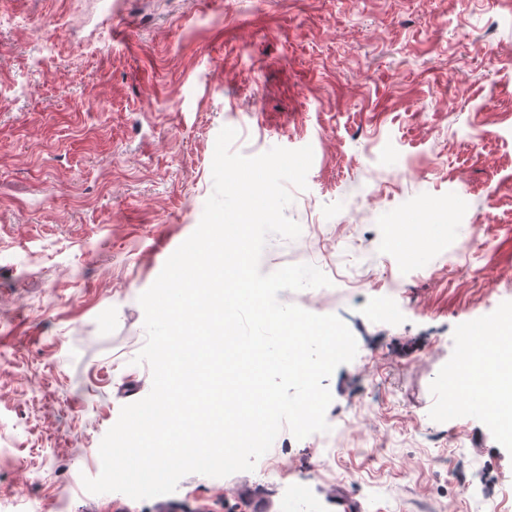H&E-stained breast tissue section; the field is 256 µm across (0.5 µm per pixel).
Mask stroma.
<instances>
[{
  "mask_svg": "<svg viewBox=\"0 0 512 512\" xmlns=\"http://www.w3.org/2000/svg\"><path fill=\"white\" fill-rule=\"evenodd\" d=\"M46 20L58 41L39 40ZM234 152L311 146L287 216L349 260L314 305L358 352L327 381L332 462L281 429L287 491L321 512H444L471 468L468 512L512 493V447L482 417L438 413L457 340L512 315L448 263L406 249L429 215H491L512 275V0H0V499L27 512H239L257 472L183 477L109 510L88 493L122 406L151 390L138 302L197 228L223 127ZM378 189L375 201L366 193ZM337 492L332 505L328 492Z\"/></svg>",
  "mask_w": 512,
  "mask_h": 512,
  "instance_id": "1",
  "label": "stroma"
}]
</instances>
